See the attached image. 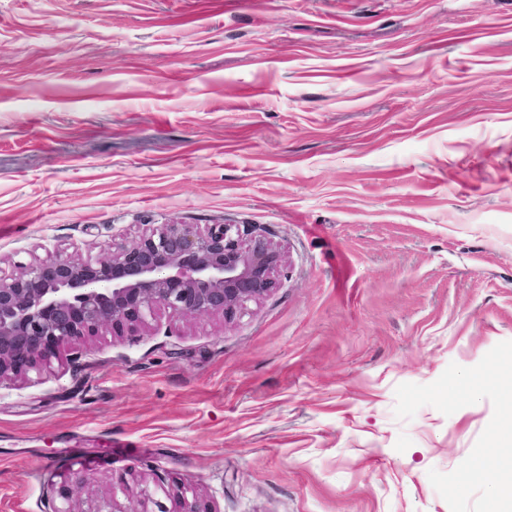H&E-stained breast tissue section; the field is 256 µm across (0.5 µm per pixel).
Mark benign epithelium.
<instances>
[{
	"label": "benign epithelium",
	"mask_w": 512,
	"mask_h": 512,
	"mask_svg": "<svg viewBox=\"0 0 512 512\" xmlns=\"http://www.w3.org/2000/svg\"><path fill=\"white\" fill-rule=\"evenodd\" d=\"M281 252L250 224H158L110 253H62L0 277V380L35 369L64 342L117 336L157 310L230 320L278 286ZM81 512H120L112 497Z\"/></svg>",
	"instance_id": "benign-epithelium-1"
}]
</instances>
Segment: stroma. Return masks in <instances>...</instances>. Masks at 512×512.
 Wrapping results in <instances>:
<instances>
[{
    "label": "stroma",
    "instance_id": "stroma-1",
    "mask_svg": "<svg viewBox=\"0 0 512 512\" xmlns=\"http://www.w3.org/2000/svg\"><path fill=\"white\" fill-rule=\"evenodd\" d=\"M254 224L279 286L0 381V512H450L512 341V0H0V275Z\"/></svg>",
    "mask_w": 512,
    "mask_h": 512
}]
</instances>
